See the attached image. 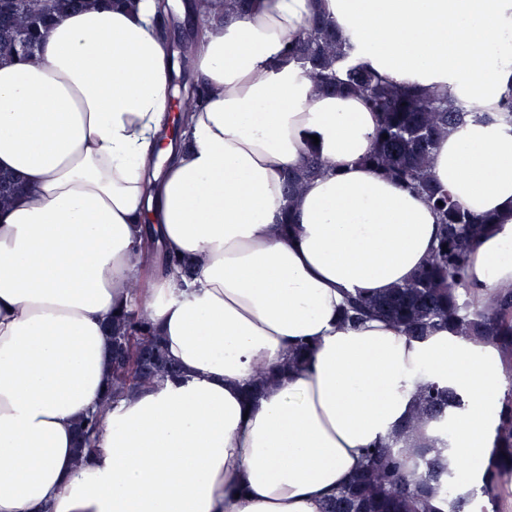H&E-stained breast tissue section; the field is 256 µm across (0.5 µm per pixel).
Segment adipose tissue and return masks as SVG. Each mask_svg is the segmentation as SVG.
Masks as SVG:
<instances>
[{
	"label": "adipose tissue",
	"mask_w": 512,
	"mask_h": 512,
	"mask_svg": "<svg viewBox=\"0 0 512 512\" xmlns=\"http://www.w3.org/2000/svg\"><path fill=\"white\" fill-rule=\"evenodd\" d=\"M182 9L205 26L187 63L209 93L179 133L157 0H89L43 30L29 60L0 62V170L26 186L0 210V512H321L432 382L466 401L448 453L470 488L496 451L504 358L448 331L341 324L345 295L421 270L437 217L362 165L377 113L315 93L283 51L318 14L355 64L482 112L439 141L429 168L471 213L503 219L464 278L491 307L512 283V124L491 118L512 90V0ZM312 149L329 169L283 228V176ZM147 238L190 257L193 278L163 270ZM125 308L180 373L109 403L106 326ZM301 343L306 361L289 369ZM259 365L281 377L249 405ZM98 409L100 431L78 449L76 425Z\"/></svg>",
	"instance_id": "obj_1"
}]
</instances>
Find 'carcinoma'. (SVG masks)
<instances>
[{"label": "carcinoma", "instance_id": "carcinoma-1", "mask_svg": "<svg viewBox=\"0 0 512 512\" xmlns=\"http://www.w3.org/2000/svg\"><path fill=\"white\" fill-rule=\"evenodd\" d=\"M81 0H0V58L25 60L36 48L40 32L60 21ZM293 60L323 95L356 93L369 109L379 113L374 147L362 163L373 172L424 194L438 214L439 236L424 267L409 282L392 288L384 296H355L347 299L344 322L359 324L381 317L405 335L423 339L439 330H450L474 348H501L512 371V285L500 289L492 308L476 305L459 292L469 253L475 242L497 224L493 215L478 217L442 189L428 169V159L448 130L461 125L475 109L446 97L425 94L415 88L397 86L350 59L336 26L313 16L305 33L287 49ZM184 102L183 122L197 109L206 91L195 77L184 73L176 79ZM388 138H383V135ZM325 168L314 152L305 164L288 173L283 221H288L290 202L307 181L323 174ZM23 191L22 183L0 174V205ZM443 205H438V202ZM165 269L190 277L192 264L160 253ZM112 387L107 398L159 378L177 373L160 337L145 330L134 309L112 317ZM274 381L269 369L256 370L249 397L255 399ZM499 414L500 455L481 477L479 491L489 505H495V488L500 475L512 471V376ZM465 408V401L451 389L430 383L420 393L413 413L401 433L365 449L363 462L349 481L324 503L322 512H465L475 497L455 493L451 479L458 463L448 456V440L441 447L424 446L415 451L401 446L403 436L423 426H445L448 416ZM100 426L99 412H90L77 427L81 448L88 446Z\"/></svg>", "mask_w": 512, "mask_h": 512}]
</instances>
